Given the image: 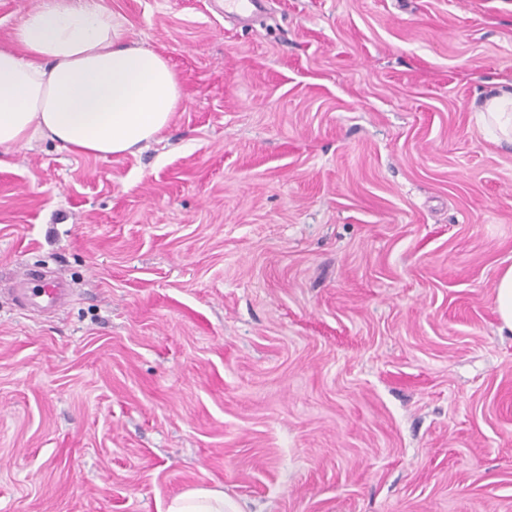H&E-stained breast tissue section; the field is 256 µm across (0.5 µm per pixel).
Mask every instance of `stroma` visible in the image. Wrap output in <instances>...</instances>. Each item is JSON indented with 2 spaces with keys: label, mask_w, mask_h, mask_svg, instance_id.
<instances>
[{
  "label": "stroma",
  "mask_w": 512,
  "mask_h": 512,
  "mask_svg": "<svg viewBox=\"0 0 512 512\" xmlns=\"http://www.w3.org/2000/svg\"><path fill=\"white\" fill-rule=\"evenodd\" d=\"M100 2L182 99L0 167V512H512V0ZM491 83L495 87L483 98L478 120L493 141L512 145V82ZM493 293L502 328L512 332V265L500 275L494 285ZM54 284L47 285L45 288L34 290L35 297L32 300V305L41 308H53L60 305L63 301L64 288H61L66 280L60 275L54 276ZM238 511L237 508L224 500L222 488L198 487L185 490L175 495L166 512H224Z\"/></svg>",
  "instance_id": "35a3bbf8"
}]
</instances>
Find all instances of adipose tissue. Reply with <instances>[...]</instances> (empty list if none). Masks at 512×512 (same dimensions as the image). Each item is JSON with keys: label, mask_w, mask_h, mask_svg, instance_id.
Returning a JSON list of instances; mask_svg holds the SVG:
<instances>
[{"label": "adipose tissue", "mask_w": 512, "mask_h": 512, "mask_svg": "<svg viewBox=\"0 0 512 512\" xmlns=\"http://www.w3.org/2000/svg\"><path fill=\"white\" fill-rule=\"evenodd\" d=\"M0 49V157L37 137L97 157L134 152L166 129L181 101L162 55L129 37L121 13L94 0H44ZM478 119L512 145V82L496 81ZM220 488L175 495L166 512H228Z\"/></svg>", "instance_id": "1"}]
</instances>
